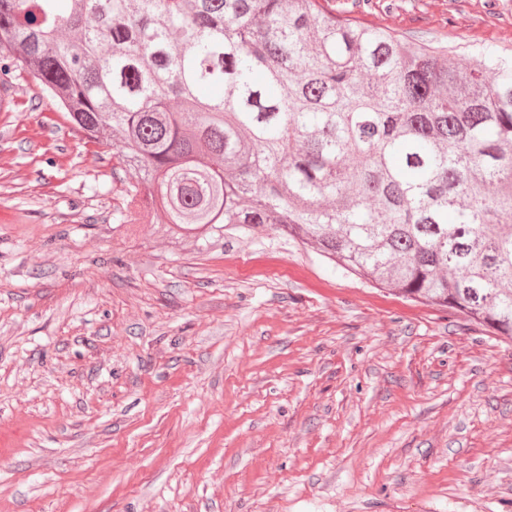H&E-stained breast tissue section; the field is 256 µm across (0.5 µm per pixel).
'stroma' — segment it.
Instances as JSON below:
<instances>
[{
  "label": "stroma",
  "mask_w": 512,
  "mask_h": 512,
  "mask_svg": "<svg viewBox=\"0 0 512 512\" xmlns=\"http://www.w3.org/2000/svg\"><path fill=\"white\" fill-rule=\"evenodd\" d=\"M512 54V0H322ZM0 512H512V341L268 229L128 234L133 180L0 56Z\"/></svg>",
  "instance_id": "35a3bbf8"
}]
</instances>
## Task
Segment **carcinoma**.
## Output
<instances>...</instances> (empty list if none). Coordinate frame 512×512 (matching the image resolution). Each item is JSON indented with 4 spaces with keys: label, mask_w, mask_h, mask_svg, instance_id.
Listing matches in <instances>:
<instances>
[{
    "label": "carcinoma",
    "mask_w": 512,
    "mask_h": 512,
    "mask_svg": "<svg viewBox=\"0 0 512 512\" xmlns=\"http://www.w3.org/2000/svg\"><path fill=\"white\" fill-rule=\"evenodd\" d=\"M182 238L269 227L512 340V55L320 0H0V53Z\"/></svg>",
    "instance_id": "cac0c4a2"
}]
</instances>
